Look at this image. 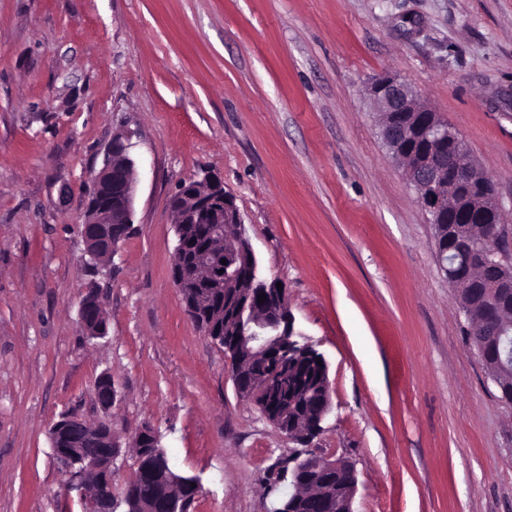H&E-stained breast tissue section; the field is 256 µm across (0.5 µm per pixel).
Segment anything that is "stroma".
<instances>
[{
	"label": "stroma",
	"mask_w": 512,
	"mask_h": 512,
	"mask_svg": "<svg viewBox=\"0 0 512 512\" xmlns=\"http://www.w3.org/2000/svg\"><path fill=\"white\" fill-rule=\"evenodd\" d=\"M384 72L463 138L512 246V0H0V512H80L48 433L65 412L101 418L104 372L115 490L148 423L202 480L191 512H268L299 453L352 462L354 512H512V403L381 139L366 88ZM120 132L134 224L95 277L85 188ZM207 174L328 364L309 443L236 396L173 284L169 202ZM93 282L102 339L79 319ZM480 361L492 379H497L502 398L512 402V370L507 373L499 371L490 355L480 357Z\"/></svg>",
	"instance_id": "1"
}]
</instances>
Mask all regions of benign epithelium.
<instances>
[{
	"instance_id": "1",
	"label": "benign epithelium",
	"mask_w": 512,
	"mask_h": 512,
	"mask_svg": "<svg viewBox=\"0 0 512 512\" xmlns=\"http://www.w3.org/2000/svg\"><path fill=\"white\" fill-rule=\"evenodd\" d=\"M368 94L376 111L380 112L381 135L387 147L404 169L408 182L418 195L421 208L432 224H496L501 218V208L496 198L484 197L485 185L478 181L479 169L467 159H460L461 141L456 131L428 108L405 82L391 75L376 78L368 87ZM130 144L121 136L112 139L102 166L91 173L87 198L82 217L81 235L84 254L97 261L101 250L94 229L96 224L112 225V238L106 247V256L113 259L120 243L133 224L132 216L136 192L134 179L135 160L129 152ZM175 224L176 244L173 250L172 280L182 291H198L197 305L208 307L224 295V287H239L230 295L228 307L232 320L238 324L234 333H226L217 326H210V341L224 350L232 368V381L237 397L254 402L265 418L280 432L288 433V397L270 389L267 375L258 368H240L243 361L261 358L267 366L288 373V366L306 359L320 365L324 378V396L315 413L313 429L304 433L309 440L321 431V423L331 409L328 365L324 356L304 340L295 330L294 318L288 306L286 290L277 289V280L261 277L252 247L242 231L240 212L231 194L224 190V183L212 176L190 178L179 185L170 201ZM184 224H207L212 238H219L224 245L223 272L216 273L205 282L193 275L194 263L201 260V250L193 246V239L182 230ZM455 246L448 244L438 253L441 270L454 286L459 274L453 256ZM264 295V302L258 297ZM102 305V297L87 289L79 306V317L86 335L91 339L108 334V324L90 325L89 309ZM481 336L494 341L499 360L512 368V334L502 328H482ZM84 420L77 414L67 413L50 431V445L60 465L64 480L61 491L65 499L77 493L82 512H100V495L89 492L87 478L99 476L98 487L107 498L109 512H135L133 504L124 496L112 492L114 480L113 449L119 443L112 429L102 434L104 451L71 446L69 433L82 431ZM153 439V450L141 457L155 470L186 487L201 490L197 476L173 475L175 467L169 464L166 454L159 450L160 435L155 430L141 429L138 434ZM293 471L328 472L335 475L332 487L336 489V503L340 512H354L353 501L357 478L355 471L342 458L323 459L314 455L296 456ZM302 497L301 487L295 480L279 490L275 505L268 512H288V499Z\"/></svg>"
}]
</instances>
